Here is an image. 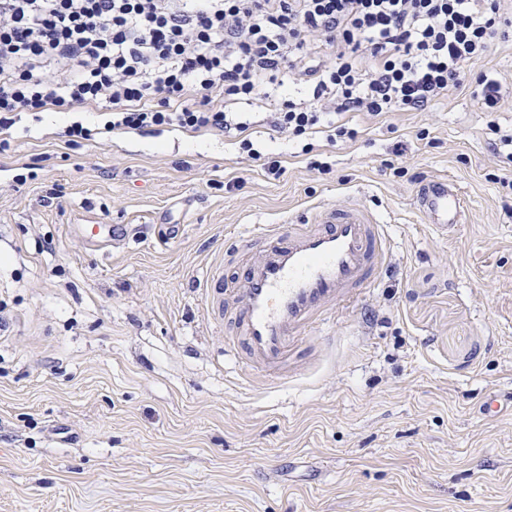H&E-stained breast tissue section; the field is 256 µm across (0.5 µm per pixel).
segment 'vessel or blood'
<instances>
[{
	"label": "vessel or blood",
	"mask_w": 512,
	"mask_h": 512,
	"mask_svg": "<svg viewBox=\"0 0 512 512\" xmlns=\"http://www.w3.org/2000/svg\"><path fill=\"white\" fill-rule=\"evenodd\" d=\"M420 208L440 232L465 223L461 189L447 178L422 190ZM261 256L245 265L233 319L248 357L269 369L287 358L288 341L336 304L368 287L388 254V239L365 202L318 206L312 218L268 225ZM223 268L205 279V303L221 309Z\"/></svg>",
	"instance_id": "obj_1"
}]
</instances>
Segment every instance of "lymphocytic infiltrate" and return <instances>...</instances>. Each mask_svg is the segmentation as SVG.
<instances>
[{
  "instance_id": "f902f5d3",
  "label": "lymphocytic infiltrate",
  "mask_w": 512,
  "mask_h": 512,
  "mask_svg": "<svg viewBox=\"0 0 512 512\" xmlns=\"http://www.w3.org/2000/svg\"><path fill=\"white\" fill-rule=\"evenodd\" d=\"M504 0H0V130L20 113L105 105L104 126L245 134L231 103L281 104L273 131L329 143L359 135L350 115L422 110L473 80L486 134L502 82L481 65ZM332 48L315 59L314 44Z\"/></svg>"
}]
</instances>
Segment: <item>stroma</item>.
Wrapping results in <instances>:
<instances>
[{"label":"stroma","instance_id":"stroma-1","mask_svg":"<svg viewBox=\"0 0 512 512\" xmlns=\"http://www.w3.org/2000/svg\"><path fill=\"white\" fill-rule=\"evenodd\" d=\"M234 135L160 127L67 145L22 113L0 155V512H512V190L470 89L302 155L240 103ZM468 198L441 234L419 209ZM361 198L391 250L292 341L284 372L224 356L199 284L238 226ZM77 224L136 242L92 252ZM420 209L433 227L448 233L466 221L467 204L461 189L446 177L431 180L422 190Z\"/></svg>","mask_w":512,"mask_h":512}]
</instances>
